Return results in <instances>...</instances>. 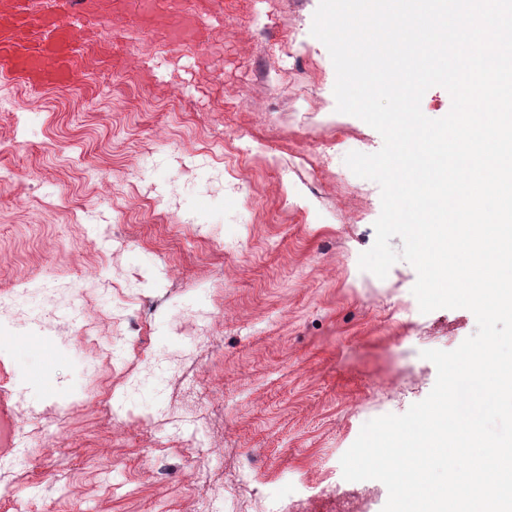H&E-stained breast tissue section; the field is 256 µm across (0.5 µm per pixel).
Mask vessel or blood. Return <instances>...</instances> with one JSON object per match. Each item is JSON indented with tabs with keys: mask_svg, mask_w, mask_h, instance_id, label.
Instances as JSON below:
<instances>
[{
	"mask_svg": "<svg viewBox=\"0 0 512 512\" xmlns=\"http://www.w3.org/2000/svg\"><path fill=\"white\" fill-rule=\"evenodd\" d=\"M18 0L0 5V72L28 84L62 85L71 78V50L74 42L94 45L98 29L94 26L75 30L61 16L45 14L36 23L19 16ZM149 19L162 27L171 46H179L198 30L196 19L188 14L175 17L150 14ZM44 38H36L37 30Z\"/></svg>",
	"mask_w": 512,
	"mask_h": 512,
	"instance_id": "obj_1",
	"label": "vessel or blood"
}]
</instances>
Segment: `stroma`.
<instances>
[{
  "mask_svg": "<svg viewBox=\"0 0 512 512\" xmlns=\"http://www.w3.org/2000/svg\"><path fill=\"white\" fill-rule=\"evenodd\" d=\"M153 3L222 22L182 49L195 80L159 67L168 42L129 0H103L100 45L75 43L68 87L0 74V291L30 292L25 314L0 308V420L23 419L33 441L24 456L0 445L13 461L0 512H194L228 486L230 512H262L267 494L281 512H382L385 485L345 480L340 459L365 422L428 396L437 371L421 351L457 348L476 319L421 313L407 262L383 279L359 267L381 198L344 159L383 139L336 110L311 34L319 0ZM243 143L259 154L242 160ZM222 171L239 192L219 188ZM76 204L122 242L73 223ZM129 274L160 301L144 336L157 377L106 355L128 338L99 283ZM182 309L210 311L209 334L170 333ZM87 321L92 344L77 335ZM194 375L213 397L201 415L184 392ZM122 397L154 420L123 421ZM193 414L208 448L171 430ZM45 428L57 442L38 443Z\"/></svg>",
  "mask_w": 512,
  "mask_h": 512,
  "instance_id": "obj_1",
  "label": "stroma"
}]
</instances>
